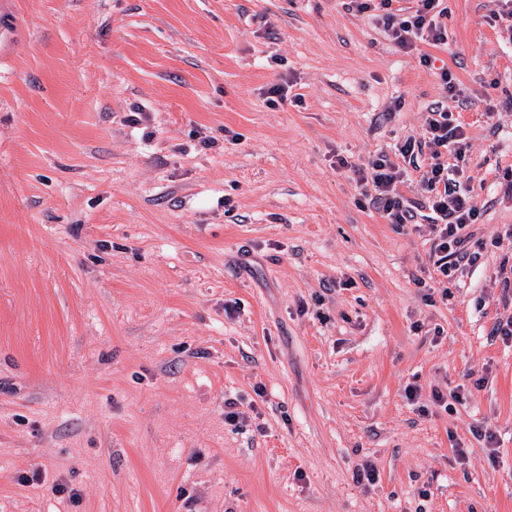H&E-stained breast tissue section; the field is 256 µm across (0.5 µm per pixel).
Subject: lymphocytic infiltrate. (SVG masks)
Instances as JSON below:
<instances>
[{"label":"lymphocytic infiltrate","mask_w":512,"mask_h":512,"mask_svg":"<svg viewBox=\"0 0 512 512\" xmlns=\"http://www.w3.org/2000/svg\"><path fill=\"white\" fill-rule=\"evenodd\" d=\"M440 2L413 0L402 14L394 12L393 0H349L347 8L373 13L390 41L411 53L424 44L447 43ZM468 147L465 126L437 104L427 108L421 135L396 144L394 153H380L360 166L338 162L351 167L362 196L387 223L411 224L425 217L432 234L430 258L444 284L477 266L487 249L468 231L480 214L471 188L460 181Z\"/></svg>","instance_id":"1"}]
</instances>
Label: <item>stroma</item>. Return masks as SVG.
I'll list each match as a JSON object with an SVG mask.
<instances>
[{
	"label": "stroma",
	"mask_w": 512,
	"mask_h": 512,
	"mask_svg": "<svg viewBox=\"0 0 512 512\" xmlns=\"http://www.w3.org/2000/svg\"><path fill=\"white\" fill-rule=\"evenodd\" d=\"M345 3L0 0V512H512V40L444 0L427 67ZM443 66L500 238L444 296L336 163L419 136Z\"/></svg>",
	"instance_id": "35a3bbf8"
}]
</instances>
